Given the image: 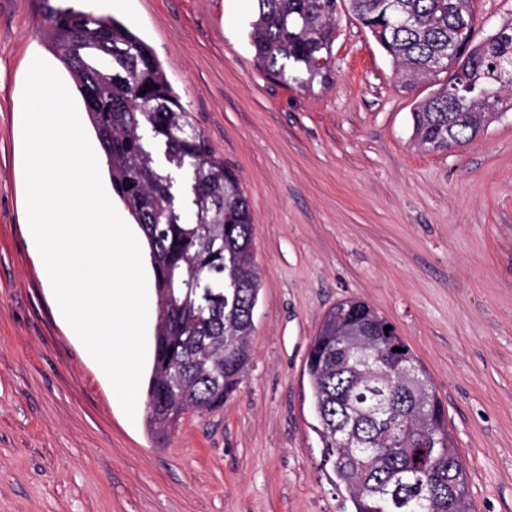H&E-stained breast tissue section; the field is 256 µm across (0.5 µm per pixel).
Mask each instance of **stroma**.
Here are the masks:
<instances>
[{"label":"stroma","mask_w":512,"mask_h":512,"mask_svg":"<svg viewBox=\"0 0 512 512\" xmlns=\"http://www.w3.org/2000/svg\"><path fill=\"white\" fill-rule=\"evenodd\" d=\"M155 50L191 120L238 176L261 277L252 361L223 411L168 436L127 417L53 309L23 222L27 58L40 0H0V512H349L304 374L326 312L351 297L429 372L475 512H512V111L447 151L415 146L424 87L347 12L330 77L269 78L252 0H64Z\"/></svg>","instance_id":"1"}]
</instances>
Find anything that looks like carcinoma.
<instances>
[{"label":"carcinoma","mask_w":512,"mask_h":512,"mask_svg":"<svg viewBox=\"0 0 512 512\" xmlns=\"http://www.w3.org/2000/svg\"><path fill=\"white\" fill-rule=\"evenodd\" d=\"M254 2L259 68L286 86L328 79L340 0ZM346 2L401 82L432 88L412 112L421 148L461 146L512 110V19L477 39L475 0ZM45 10L49 49L82 97L112 191L147 246L158 309L147 425L172 432L188 411L223 409L250 364L261 280L249 203L150 45L112 16ZM387 325L359 299L322 320L304 373L326 461L354 512H474L431 376Z\"/></svg>","instance_id":"1"}]
</instances>
